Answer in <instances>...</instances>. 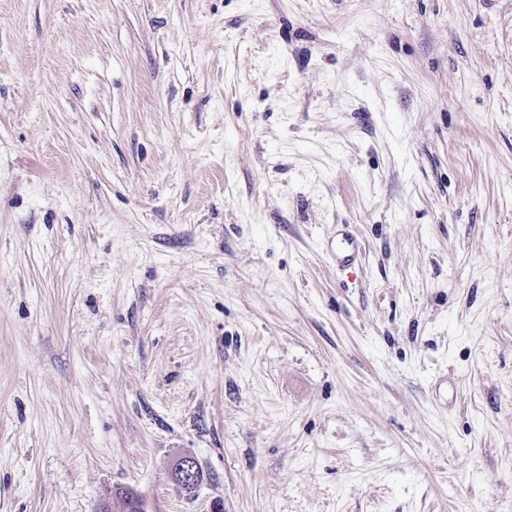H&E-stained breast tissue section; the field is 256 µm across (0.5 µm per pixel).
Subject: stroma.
Here are the masks:
<instances>
[{
    "label": "stroma",
    "instance_id": "35a3bbf8",
    "mask_svg": "<svg viewBox=\"0 0 512 512\" xmlns=\"http://www.w3.org/2000/svg\"><path fill=\"white\" fill-rule=\"evenodd\" d=\"M120 489L512 512V0H0V512ZM170 478L188 496H191L201 481L200 471L194 458L191 456L178 458L171 467Z\"/></svg>",
    "mask_w": 512,
    "mask_h": 512
}]
</instances>
